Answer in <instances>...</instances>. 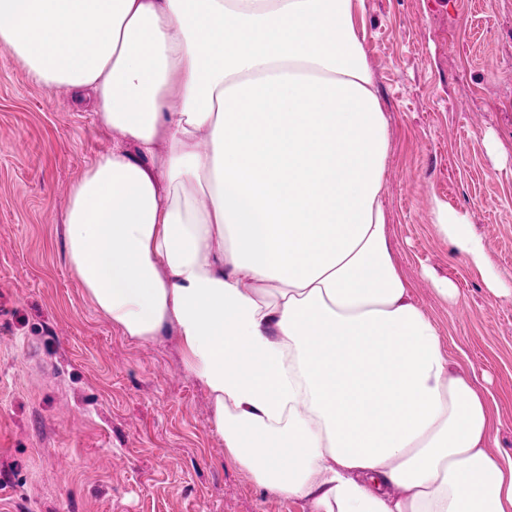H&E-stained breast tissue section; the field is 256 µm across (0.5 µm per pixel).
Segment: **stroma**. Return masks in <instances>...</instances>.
<instances>
[{
  "instance_id": "stroma-1",
  "label": "stroma",
  "mask_w": 512,
  "mask_h": 512,
  "mask_svg": "<svg viewBox=\"0 0 512 512\" xmlns=\"http://www.w3.org/2000/svg\"><path fill=\"white\" fill-rule=\"evenodd\" d=\"M359 28L392 132L395 259L497 409L491 453L512 456V292L490 291L428 213L467 212L512 289V0H364ZM111 147L90 104L0 48V512H311L236 464L176 336L128 340L72 274L70 190Z\"/></svg>"
}]
</instances>
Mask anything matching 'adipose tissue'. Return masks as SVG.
Masks as SVG:
<instances>
[{
  "instance_id": "adipose-tissue-1",
  "label": "adipose tissue",
  "mask_w": 512,
  "mask_h": 512,
  "mask_svg": "<svg viewBox=\"0 0 512 512\" xmlns=\"http://www.w3.org/2000/svg\"><path fill=\"white\" fill-rule=\"evenodd\" d=\"M364 0H0V47L112 132L67 262L137 343L174 334L256 486L313 512H512L494 411L397 265ZM429 216L489 269L467 213Z\"/></svg>"
}]
</instances>
